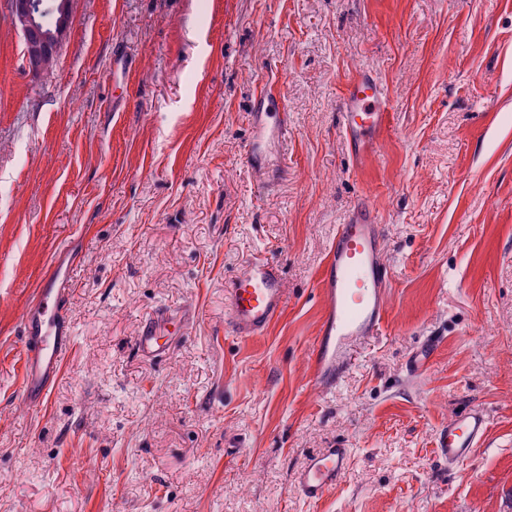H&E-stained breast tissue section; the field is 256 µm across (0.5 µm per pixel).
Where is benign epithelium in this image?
Returning a JSON list of instances; mask_svg holds the SVG:
<instances>
[{
    "label": "benign epithelium",
    "mask_w": 512,
    "mask_h": 512,
    "mask_svg": "<svg viewBox=\"0 0 512 512\" xmlns=\"http://www.w3.org/2000/svg\"><path fill=\"white\" fill-rule=\"evenodd\" d=\"M75 0H10L13 27L25 43L26 64L33 77L52 71L60 44L70 27Z\"/></svg>",
    "instance_id": "7a95c632"
}]
</instances>
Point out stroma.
<instances>
[{"label":"stroma","mask_w":512,"mask_h":512,"mask_svg":"<svg viewBox=\"0 0 512 512\" xmlns=\"http://www.w3.org/2000/svg\"><path fill=\"white\" fill-rule=\"evenodd\" d=\"M363 72L388 118L360 159L340 112ZM267 85L292 135L259 172ZM368 200L388 315L324 391L317 279ZM256 255L285 305L245 340L224 285ZM60 258L75 345L34 410L20 322ZM188 306L165 357L136 353ZM469 406L490 430L452 467L437 438ZM331 447L350 469L306 501ZM0 512H512V0H76L40 78L0 0ZM164 320V312L157 315L156 318L145 321L138 335L135 338V350L142 357L159 358L165 355L167 351L168 341L164 340V336L158 331L162 321ZM352 456L349 448H326L311 455L294 477L295 487L309 501L316 502L341 483Z\"/></svg>","instance_id":"1"}]
</instances>
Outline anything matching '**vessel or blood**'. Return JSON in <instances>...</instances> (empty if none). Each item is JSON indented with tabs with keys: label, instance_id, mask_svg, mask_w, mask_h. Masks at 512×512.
Returning a JSON list of instances; mask_svg holds the SVG:
<instances>
[{
	"label": "vessel or blood",
	"instance_id": "vessel-or-blood-1",
	"mask_svg": "<svg viewBox=\"0 0 512 512\" xmlns=\"http://www.w3.org/2000/svg\"><path fill=\"white\" fill-rule=\"evenodd\" d=\"M252 132L244 157L256 170L269 163L272 143H286L290 135L287 108L282 99L260 95L255 103ZM343 128L356 155H364L379 139L386 121L383 93L367 74L350 80L344 94ZM383 231L371 203L361 205L339 225L318 278L324 299L318 336L312 352L313 382L332 389L352 361L353 346L378 335L387 313L389 270L383 260ZM72 288L70 269L54 266L37 290L23 321L25 356L22 395L33 408L47 400L60 368L74 346L68 319ZM230 303L229 331L242 339L266 333L285 303L280 264L271 258L244 263L224 289ZM161 318L145 321L135 338L143 357L165 355L167 345L159 333ZM490 416L480 407L456 416L440 436L449 464L471 458L487 438ZM352 456L348 448H327L311 455L294 477V484L309 501L316 502L345 477Z\"/></svg>",
	"mask_w": 512,
	"mask_h": 512
}]
</instances>
